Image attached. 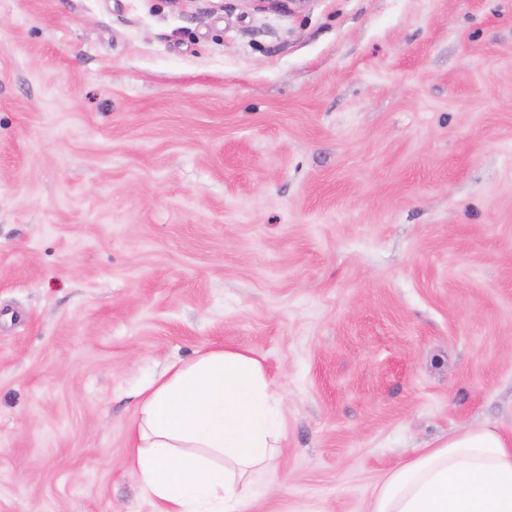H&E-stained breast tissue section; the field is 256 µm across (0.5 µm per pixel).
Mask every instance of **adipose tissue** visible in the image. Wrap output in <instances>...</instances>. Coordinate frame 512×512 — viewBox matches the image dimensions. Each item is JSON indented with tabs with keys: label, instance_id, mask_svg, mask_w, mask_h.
<instances>
[{
	"label": "adipose tissue",
	"instance_id": "1",
	"mask_svg": "<svg viewBox=\"0 0 512 512\" xmlns=\"http://www.w3.org/2000/svg\"><path fill=\"white\" fill-rule=\"evenodd\" d=\"M141 395L130 457L160 512H245L282 437L261 363L212 349L169 365ZM370 512H512V433L485 423L437 438L384 476Z\"/></svg>",
	"mask_w": 512,
	"mask_h": 512
}]
</instances>
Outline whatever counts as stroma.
<instances>
[{
    "label": "stroma",
    "mask_w": 512,
    "mask_h": 512,
    "mask_svg": "<svg viewBox=\"0 0 512 512\" xmlns=\"http://www.w3.org/2000/svg\"><path fill=\"white\" fill-rule=\"evenodd\" d=\"M248 349L246 512L512 431V0H0V512H156L138 392ZM256 12L276 13L283 15L303 11L309 0H243Z\"/></svg>",
    "instance_id": "35a3bbf8"
}]
</instances>
